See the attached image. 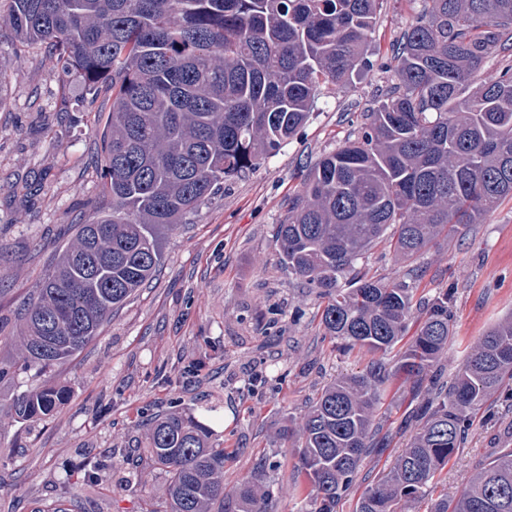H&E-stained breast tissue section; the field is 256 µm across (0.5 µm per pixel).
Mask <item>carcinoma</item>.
I'll return each instance as SVG.
<instances>
[{"label": "carcinoma", "mask_w": 512, "mask_h": 512, "mask_svg": "<svg viewBox=\"0 0 512 512\" xmlns=\"http://www.w3.org/2000/svg\"><path fill=\"white\" fill-rule=\"evenodd\" d=\"M379 0H0L18 49L45 44L63 73L112 94L101 179L107 206L77 225L55 267L24 305L20 366L46 370L80 352L156 271L164 235L224 179L275 154L307 122L321 85L343 87L374 67L366 56ZM512 52V0H430L390 61L378 105L356 136L322 155L278 226L281 263L326 300L324 335L370 355L365 369L325 386L297 428V471L311 509L338 512L363 460L383 448L375 422L386 384L413 382L416 429L390 471L367 483L354 512H399L427 492L465 447L484 405L512 397V315L443 379L453 301L440 293L393 368L415 288L358 266L393 235L411 260L442 233L479 224L512 198V65L479 81ZM61 395L12 402L15 416H46ZM147 445L169 475L165 512H213L224 500L222 448L178 413L156 418ZM261 469L235 490L237 512H269ZM429 512H512V448L499 450L455 497Z\"/></svg>", "instance_id": "cac0c4a2"}]
</instances>
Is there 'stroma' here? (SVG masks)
<instances>
[{"label": "stroma", "mask_w": 512, "mask_h": 512, "mask_svg": "<svg viewBox=\"0 0 512 512\" xmlns=\"http://www.w3.org/2000/svg\"><path fill=\"white\" fill-rule=\"evenodd\" d=\"M422 0H381L368 56L384 61ZM387 85L378 69L352 85H323L318 107L275 156L225 181L186 224L169 233L153 277L81 352L44 373L0 382V512L64 505L71 512H145L162 507L167 473L146 452L151 417L177 411L199 419L224 446L225 512L259 462H296L287 420H302L321 389L361 371L367 356L337 349L316 313L317 289L300 286L276 252L274 235L288 198L308 169L335 150ZM111 102L91 96L79 76L62 78L55 54L15 52L0 17V362L15 361L23 304L81 223L105 206L98 159ZM364 265L386 282L416 278L417 300L454 299L448 369L468 346L512 315V201L481 223L459 228L406 267L388 242ZM63 390L36 421L14 419L10 403L27 391ZM410 383L392 380L377 420L392 442L367 457L362 473L389 471L409 439ZM497 448H512V400L482 409L465 448L426 497L404 512H428L431 498L456 495L464 478ZM111 458L88 485L90 458Z\"/></svg>", "instance_id": "stroma-1"}]
</instances>
